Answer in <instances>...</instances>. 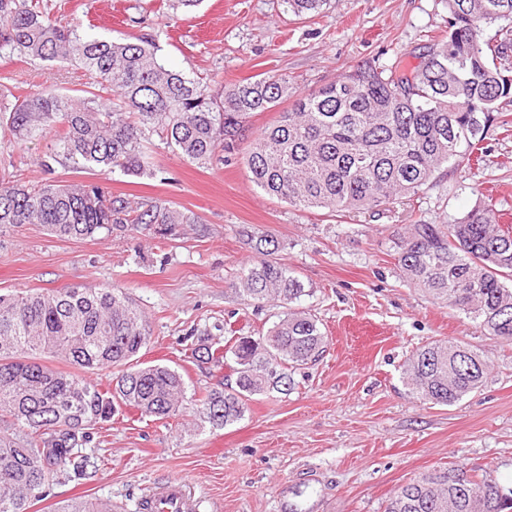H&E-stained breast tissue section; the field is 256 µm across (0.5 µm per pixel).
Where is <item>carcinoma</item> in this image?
Returning <instances> with one entry per match:
<instances>
[{
	"instance_id": "obj_1",
	"label": "carcinoma",
	"mask_w": 512,
	"mask_h": 512,
	"mask_svg": "<svg viewBox=\"0 0 512 512\" xmlns=\"http://www.w3.org/2000/svg\"><path fill=\"white\" fill-rule=\"evenodd\" d=\"M326 0H281L295 15ZM512 21V0H448V37L429 51L431 65L410 68L396 57L366 64L294 96L288 78L272 75L214 95L195 78L166 67L153 40L88 39L58 23L40 0H0V54L60 67L75 64L92 82L72 95L42 89L0 104V130L18 143L49 139L39 165L109 176L152 174L145 144L153 136L199 164L243 143V119L277 112L246 147L252 182L264 193L308 210L376 211L412 198L445 164L484 162L491 129L512 119L498 111L512 99V77L498 66L503 47L483 48L480 31ZM293 103L280 110L288 99ZM194 216L157 199L133 207L99 182L0 183V228L41 224L64 238L92 237L114 224H195ZM259 261L242 267L233 287L255 303L282 308L266 334L232 336L224 347L192 349V358L235 376L234 385L194 400V413L216 427L242 419L249 401L286 394L290 371L324 352L319 320L293 307L305 295L285 265L269 259L279 244L248 235ZM391 249L404 282L512 344V225L483 203L448 224H402ZM150 339L146 316L118 288H55L0 296V512H30L58 474L90 477L99 458L88 452L94 430L120 408L158 420L186 409V382L168 366L138 355ZM52 359L62 367L45 364ZM120 367L104 390L87 374ZM488 365L462 342L434 340L404 366L416 398L451 406L479 389ZM54 512H112V504L74 499ZM385 512H512V487L480 466L434 470L399 487Z\"/></svg>"
}]
</instances>
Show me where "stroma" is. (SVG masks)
I'll use <instances>...</instances> for the list:
<instances>
[{"label":"stroma","instance_id":"35a3bbf8","mask_svg":"<svg viewBox=\"0 0 512 512\" xmlns=\"http://www.w3.org/2000/svg\"><path fill=\"white\" fill-rule=\"evenodd\" d=\"M44 2L61 24L82 23L86 36L154 40L167 67L212 91L282 74L301 95L367 62L398 55L413 67L448 29L447 0H328L308 19L277 0H201L188 12L172 0ZM85 80L77 66L0 56V101L49 85L76 90ZM487 144L486 165L442 168L418 199L336 214L266 195L244 151L200 165L157 139L152 174L117 172L105 187L131 202L166 200L199 223L164 236L128 225L84 239L58 238L39 224L1 229V295L123 289L151 325L141 362L178 370L192 399L226 380L225 370L190 360L198 338L220 342L232 330L256 337L281 312L230 286L256 258L246 233L278 241L277 261L307 290L299 308L327 336L322 356L293 372L290 393L257 397L233 425L215 427L189 411L168 426L120 411L96 435L94 453L106 465L79 482L59 475L31 512L74 497L142 512L145 495L172 480L184 483L197 512H384L399 486L457 465H489L492 480L511 484L512 344L403 282L390 251L396 225L445 224L488 197L512 223V135L489 133ZM44 147L0 132V177L16 169L32 182L83 180L69 167L44 173ZM440 339L465 343L489 363L483 385L452 406L423 403L403 379L412 353Z\"/></svg>","mask_w":512,"mask_h":512}]
</instances>
